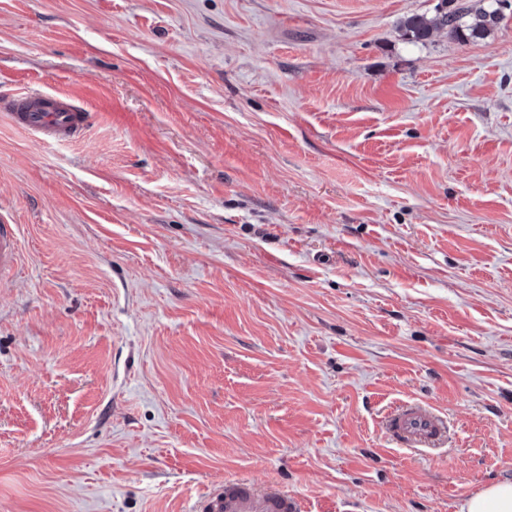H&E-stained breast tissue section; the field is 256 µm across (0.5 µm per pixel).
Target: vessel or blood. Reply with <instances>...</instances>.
Returning <instances> with one entry per match:
<instances>
[{"label": "vessel or blood", "mask_w": 512, "mask_h": 512, "mask_svg": "<svg viewBox=\"0 0 512 512\" xmlns=\"http://www.w3.org/2000/svg\"><path fill=\"white\" fill-rule=\"evenodd\" d=\"M13 123L44 142L76 139L90 123V115L72 97L61 94L24 93L0 102ZM16 225L0 224V273L20 264ZM386 429L401 448L434 447L446 434L444 418L418 404L393 412ZM296 501L281 490L257 488L252 482L224 481L199 494L190 512H296Z\"/></svg>", "instance_id": "b4317fda"}]
</instances>
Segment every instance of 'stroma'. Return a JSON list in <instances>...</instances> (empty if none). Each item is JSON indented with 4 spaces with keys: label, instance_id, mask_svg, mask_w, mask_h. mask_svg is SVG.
Listing matches in <instances>:
<instances>
[{
    "label": "stroma",
    "instance_id": "1",
    "mask_svg": "<svg viewBox=\"0 0 512 512\" xmlns=\"http://www.w3.org/2000/svg\"><path fill=\"white\" fill-rule=\"evenodd\" d=\"M0 0V512H186L248 478L298 512H458L512 479V8ZM446 415L439 453L386 414ZM448 10L435 18L411 15L400 22L403 36L418 42L426 41L434 30L448 28V35L460 42L482 39L489 36L502 22V0H442ZM13 123L43 142H66L76 139L90 123V114L70 96L24 93L2 101ZM0 222V273L12 271L20 265L22 253L19 247L16 224Z\"/></svg>",
    "mask_w": 512,
    "mask_h": 512
}]
</instances>
